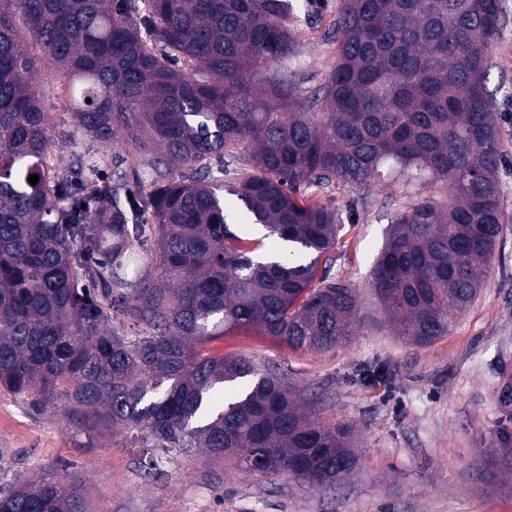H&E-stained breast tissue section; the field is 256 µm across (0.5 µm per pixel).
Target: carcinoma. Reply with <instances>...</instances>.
Returning a JSON list of instances; mask_svg holds the SVG:
<instances>
[{
  "mask_svg": "<svg viewBox=\"0 0 512 512\" xmlns=\"http://www.w3.org/2000/svg\"><path fill=\"white\" fill-rule=\"evenodd\" d=\"M287 15V0H0V390L90 438L134 436L158 476L194 451L326 491L357 467L353 430L278 369L203 347L237 329L319 352L352 335L357 289L318 275L340 214L302 188L410 191L370 288L411 344L448 335L496 257L501 0H339L336 65L307 91ZM28 37L73 86L78 129L137 156L117 175L134 197L93 158L51 162ZM254 225L288 249L258 254ZM150 240L145 275L133 247ZM0 512L96 510L80 475L44 473L0 488Z\"/></svg>",
  "mask_w": 512,
  "mask_h": 512,
  "instance_id": "obj_1",
  "label": "carcinoma"
}]
</instances>
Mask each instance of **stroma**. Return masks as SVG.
<instances>
[{
  "mask_svg": "<svg viewBox=\"0 0 512 512\" xmlns=\"http://www.w3.org/2000/svg\"><path fill=\"white\" fill-rule=\"evenodd\" d=\"M339 0H290L288 26L297 44L305 89L336 63L331 37ZM493 48L489 87L495 92L504 162L499 172L505 214L502 243L484 287L447 336L428 346L399 339L370 296L369 270L389 217L408 199L384 190L307 188L306 199L337 208L342 231L332 275L358 288L363 305L354 336L329 352L293 350L255 330H233L208 344L212 353L278 366L320 415L351 425L360 438L358 465L335 491L324 493L286 477L268 481L221 458H181L167 478L146 480L145 449L125 438L95 440L68 431L60 416L39 414L23 398L0 393V487L51 469L82 475L100 512H512V467L497 449L512 436V0ZM36 77L52 114L51 159L68 167L74 153L122 159L124 139L105 144L77 131L56 69L41 63ZM381 367L385 377L365 379ZM223 494H216V486Z\"/></svg>",
  "mask_w": 512,
  "mask_h": 512,
  "instance_id": "obj_1",
  "label": "stroma"
}]
</instances>
